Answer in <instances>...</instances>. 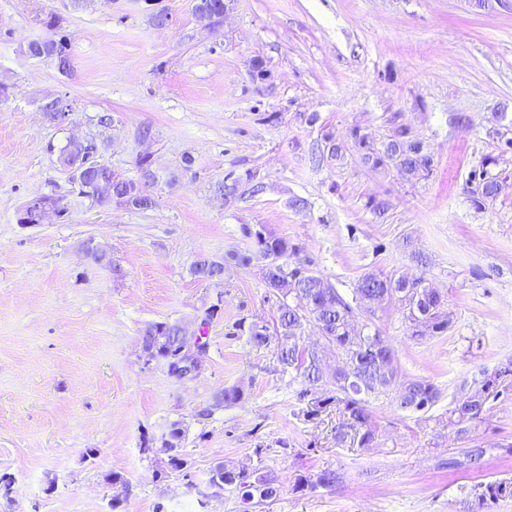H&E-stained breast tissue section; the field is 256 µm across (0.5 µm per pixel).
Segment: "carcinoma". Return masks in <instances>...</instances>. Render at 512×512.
I'll return each instance as SVG.
<instances>
[{"mask_svg": "<svg viewBox=\"0 0 512 512\" xmlns=\"http://www.w3.org/2000/svg\"><path fill=\"white\" fill-rule=\"evenodd\" d=\"M36 56L41 60L59 63L60 71L71 68V59L63 41L48 37L35 41ZM350 138L361 160L372 169H403L411 176L429 174L433 158L423 142L413 137L408 129L398 127L384 142L375 144L358 131H351ZM343 146L327 140L320 148L316 161L328 163L342 157ZM98 146L90 141L86 146H66L60 151V161L69 168L93 169L89 180H72L80 194H92L100 205L117 201L134 210H147L154 204L153 196L144 188L153 176L147 159L137 160L140 177L137 180L124 178L105 164L94 160ZM495 163L492 158L482 162V170L472 172L477 180L474 193L477 202L482 204L494 200L499 194V177L487 171ZM257 174L248 172L241 177L233 172L224 176L218 191L227 200L240 196L243 182H252ZM247 234L257 246L256 254L268 261L266 284L270 292L279 299L277 307V327L281 329L284 341L278 343L275 351L282 371L295 374V377L316 388L324 389L323 394L307 390L301 396L307 398L305 415L314 418L331 406L341 410L343 421L336 427V441L344 442L353 436L362 448L375 443L376 425L369 403L370 398H378L395 391L398 394V407L402 410L428 411L440 398L439 389L427 380H399V369L395 364L391 345L379 334H364L355 328V320L367 310L370 304H391L399 306L405 319L413 329V336H441L449 329L445 299L430 287L423 276L410 284L400 275L383 276L366 273L359 277L353 289L352 299L344 298L337 289L312 267V260L301 256V249L269 232L264 225L256 224L247 228ZM199 259L194 263V274L201 278H218L224 273V264L211 261L206 269H200ZM297 300L291 305L288 298ZM312 322L321 337L336 350V362L340 372L324 378L319 356L300 345L304 325ZM239 329H248L251 343L256 347H267L271 336L267 327L253 323ZM142 350L151 348L158 353L177 354L183 348L180 323L155 322L148 325L141 335ZM512 395V362L509 361L491 373L485 374L481 385L473 391L467 401H458L448 407L447 425L454 429L458 438L466 444L462 449L464 460L475 464L485 454L486 449L472 443L471 432L475 425L486 420L492 404L504 395ZM184 435V428L175 423L162 443L160 452L167 455V467L172 471H182L187 461L177 454ZM337 476L333 470H324L316 479L300 474L295 478V486L332 487ZM210 482L235 487L242 492L244 503L260 507L270 503L279 490V480L271 472L255 469L251 472L235 471L218 465L211 470ZM470 496L474 504L484 506L503 499H512V479H498L480 483L471 488Z\"/></svg>", "mask_w": 512, "mask_h": 512, "instance_id": "obj_1", "label": "carcinoma"}]
</instances>
